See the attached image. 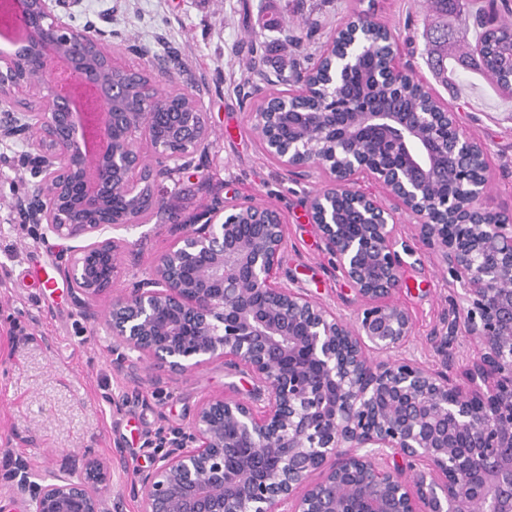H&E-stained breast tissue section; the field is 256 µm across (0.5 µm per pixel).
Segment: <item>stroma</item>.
Masks as SVG:
<instances>
[{
  "label": "stroma",
  "mask_w": 512,
  "mask_h": 512,
  "mask_svg": "<svg viewBox=\"0 0 512 512\" xmlns=\"http://www.w3.org/2000/svg\"><path fill=\"white\" fill-rule=\"evenodd\" d=\"M67 10L75 26L106 29L122 66L139 67L145 54L177 48L170 86L197 93L213 129L208 150L195 157L196 170L165 181L166 213L119 231L128 247L114 291L142 278L179 236L169 214L191 220L212 201L250 198L282 215V278L356 318L361 302L308 213L321 174L280 168L249 114L253 103L275 92L272 78L303 70L361 11L392 32L403 62L483 147L491 172L486 202L512 214V99L473 69H458L455 94L436 84L424 51L423 33L435 18L430 0H69ZM28 152L23 139L0 140V512H26L9 479L15 459L28 462L32 482L45 484L67 459L88 451L110 457L112 491L121 493L138 470L158 464L160 436L187 427L203 400L243 397L251 384L220 360L185 376L150 362L131 374L113 370V337L103 318L110 295L96 300L100 316L89 319L57 272L64 241L19 216L17 204L33 179ZM396 222L407 252L395 299L409 310L412 332L401 349L368 357L375 365L405 357L458 374L476 357V344L461 334L443 354L433 337L460 286L422 242L412 218L400 211Z\"/></svg>",
  "instance_id": "obj_1"
}]
</instances>
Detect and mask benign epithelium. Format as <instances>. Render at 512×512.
<instances>
[{"instance_id":"obj_1","label":"benign epithelium","mask_w":512,"mask_h":512,"mask_svg":"<svg viewBox=\"0 0 512 512\" xmlns=\"http://www.w3.org/2000/svg\"><path fill=\"white\" fill-rule=\"evenodd\" d=\"M60 6L24 0L20 20L32 29L30 44L0 54V104L35 95L40 106L1 122L0 138H27L36 167L28 221L77 242L60 272L75 303L89 311L112 289L126 245L104 230L136 226L162 209L146 188L190 169L211 129L189 91L191 111H169L164 85L171 66L157 56L144 70L150 84L140 111H118L112 81L129 69L110 51L95 56L104 33L73 25ZM370 23L364 14L351 16L280 96L283 103L314 97L318 70L343 72L357 42L338 53L345 34ZM55 55L73 63L74 90H61L50 77ZM407 77L392 50L383 80L399 85ZM77 91L93 98L95 113L108 115L93 129L107 149L94 160L92 187L85 181L86 131L71 112ZM273 100L266 96L249 113L253 129L285 171L325 175L309 216L362 307L350 323L280 279L285 225L277 210L250 199L205 209L203 223L185 225L147 277L112 296V366L121 372L152 359L181 376L222 359L253 386L245 398L199 404L188 429L160 438L161 464L137 472L123 494L138 512H343L342 502L353 505L351 512H512V216L494 211L472 220L491 179L484 149L446 109L338 112L326 94L317 112H271ZM160 127L185 151L169 153L157 168L139 144L162 146ZM450 127L455 147L439 165ZM316 131L333 132L345 146L339 164L293 150ZM470 159L482 165L476 199L435 197L436 173ZM360 176L381 185L394 208L356 192ZM398 210L413 217L461 287L452 318L434 336L445 354L461 331L478 347L454 378L413 360L374 365L367 356L369 349L400 347L412 330L411 314L393 301L404 265ZM397 453L424 467L403 476L387 465ZM26 471L25 461L14 462V491L29 512H120L110 458L85 455L46 485L30 483Z\"/></svg>"}]
</instances>
